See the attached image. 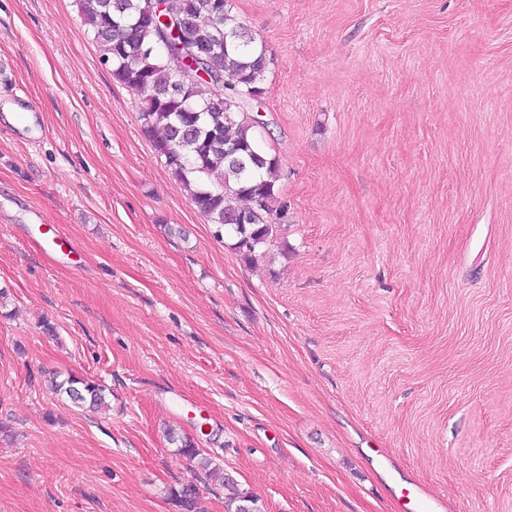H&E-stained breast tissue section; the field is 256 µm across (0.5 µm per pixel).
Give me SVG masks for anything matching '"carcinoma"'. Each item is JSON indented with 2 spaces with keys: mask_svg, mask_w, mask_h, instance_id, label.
<instances>
[{
  "mask_svg": "<svg viewBox=\"0 0 512 512\" xmlns=\"http://www.w3.org/2000/svg\"><path fill=\"white\" fill-rule=\"evenodd\" d=\"M148 4L149 0H82L84 24L100 47L102 62L112 67V77L142 97L143 136L164 157L199 213L232 235L233 249L251 262L258 251L272 246L278 228L272 217L284 211L272 180L278 160L259 145L260 121L246 110L248 95L263 90L270 60L226 0H168L164 14L194 20L195 51H219L216 74L197 77L185 95L171 97L168 91L188 49L174 43L152 50L163 39L165 25L141 18ZM204 87L209 93H202ZM228 145L243 162L224 151ZM217 172L223 175V185L214 188L207 178ZM239 213L254 214L253 222L230 224ZM50 389L77 407L108 406L105 388L84 379L70 376L59 381L54 375ZM165 436L176 455L204 470L213 465L190 437L172 429ZM223 485L226 512H261L258 498L240 490L227 473ZM170 496L180 512H205L191 484L171 490Z\"/></svg>",
  "mask_w": 512,
  "mask_h": 512,
  "instance_id": "obj_1",
  "label": "carcinoma"
}]
</instances>
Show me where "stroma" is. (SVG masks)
<instances>
[{
	"instance_id": "stroma-1",
	"label": "stroma",
	"mask_w": 512,
	"mask_h": 512,
	"mask_svg": "<svg viewBox=\"0 0 512 512\" xmlns=\"http://www.w3.org/2000/svg\"><path fill=\"white\" fill-rule=\"evenodd\" d=\"M234 12L271 59L285 206L251 265L143 137L80 0H0V512H179L190 483L225 512L167 425L261 512H397L415 485L512 512V0ZM49 383L52 393L65 395L77 407L88 406L90 409L100 410L108 406L106 389L94 382L73 376L58 381L53 374ZM165 436L168 443L174 445L176 455L185 458L189 462H196L204 470L209 469L214 464L212 459L206 456L203 448H199L190 437L180 435L173 429H168ZM217 469L219 467L214 464V470Z\"/></svg>"
}]
</instances>
